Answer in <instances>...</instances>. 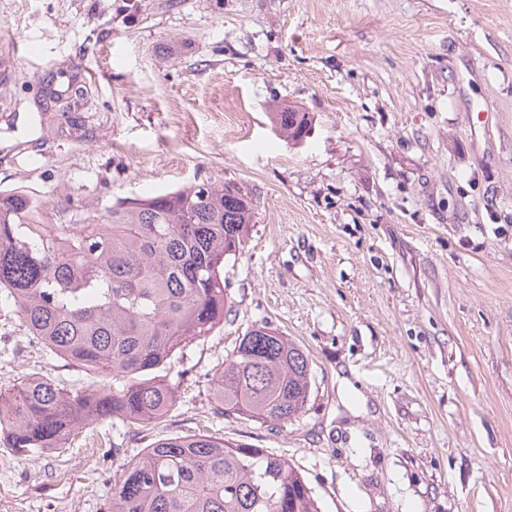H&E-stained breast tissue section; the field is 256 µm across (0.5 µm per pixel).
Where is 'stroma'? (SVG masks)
<instances>
[{"label":"stroma","mask_w":512,"mask_h":512,"mask_svg":"<svg viewBox=\"0 0 512 512\" xmlns=\"http://www.w3.org/2000/svg\"><path fill=\"white\" fill-rule=\"evenodd\" d=\"M210 179L254 224L175 406L23 461L0 441V512H107L123 464L198 431L288 457L322 512H512V0H0V188L65 224ZM262 323L309 358L285 423L212 396ZM31 375L110 381L0 320V389ZM271 121L281 137L299 144L311 132L312 119L308 112L284 105L271 112Z\"/></svg>","instance_id":"1"}]
</instances>
